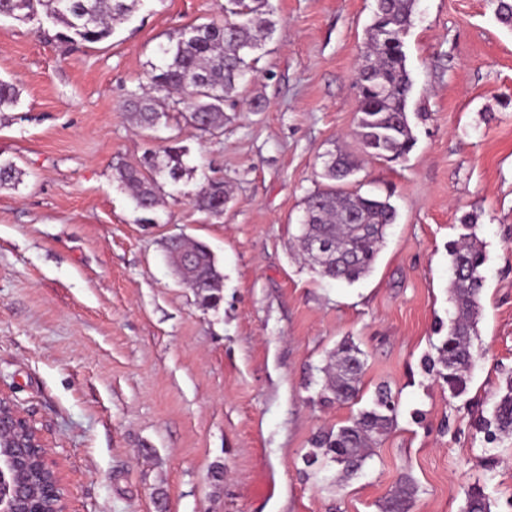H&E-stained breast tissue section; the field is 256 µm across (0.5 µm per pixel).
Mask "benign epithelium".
I'll return each instance as SVG.
<instances>
[{"instance_id":"benign-epithelium-1","label":"benign epithelium","mask_w":512,"mask_h":512,"mask_svg":"<svg viewBox=\"0 0 512 512\" xmlns=\"http://www.w3.org/2000/svg\"><path fill=\"white\" fill-rule=\"evenodd\" d=\"M51 476L60 494L49 512H69L67 485L60 463L49 452L41 430L0 389V506L23 495L41 474Z\"/></svg>"}]
</instances>
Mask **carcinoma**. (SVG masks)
<instances>
[{"label": "carcinoma", "mask_w": 512, "mask_h": 512, "mask_svg": "<svg viewBox=\"0 0 512 512\" xmlns=\"http://www.w3.org/2000/svg\"><path fill=\"white\" fill-rule=\"evenodd\" d=\"M144 0H0V17L26 18L45 7L47 16L62 30L55 38L66 43H96L112 34L115 24L127 20ZM417 0H376L374 22L366 31V52L355 86L359 97L358 135L365 149L390 160L407 155L414 146L408 120V100L413 82L407 69L404 37L412 25ZM224 20L194 26L176 41L159 47L161 62L147 75L148 92L130 93L126 111L144 130H153L162 118L176 111L186 125L203 135L217 136L224 130V101L245 81L248 56L274 31V9L270 0H227ZM18 89L0 80V110L17 102ZM164 159L144 158L136 166L117 167L119 178L137 208L151 212L160 205L159 179L179 181L185 172L186 150L176 144L163 147ZM357 167L348 155L332 154L325 162L323 177L329 183L305 200L304 218L297 248L319 273L338 282L353 283L370 272L384 239L395 222L396 211L389 199L365 197L336 187ZM224 182L205 179L195 204L199 210L220 214L228 202ZM331 247L329 256L310 253L315 239ZM181 249L194 256L195 273L184 282L195 288L203 303L220 300L221 274L210 248L197 241H184ZM453 278L450 284L454 317L435 346L437 355L424 367L435 379L458 396L467 388L475 362L471 349L477 335L480 295L484 287L481 268L485 261L482 243L467 234L450 247ZM365 361L363 351L343 340L321 368L324 374L319 399L328 403L358 400ZM398 403L390 387L379 386L369 406L359 410L345 425L315 433L302 460L307 468L326 463L342 466L351 476L362 469L372 448L396 422ZM479 425L512 436V378L506 380L493 411ZM418 488L404 476L384 501L382 512H410ZM464 512H491L484 487L473 486Z\"/></svg>", "instance_id": "cac0c4a2"}]
</instances>
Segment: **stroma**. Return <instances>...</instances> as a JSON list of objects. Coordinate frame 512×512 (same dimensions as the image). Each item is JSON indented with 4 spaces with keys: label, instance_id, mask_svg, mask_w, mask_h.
<instances>
[{
    "label": "stroma",
    "instance_id": "35a3bbf8",
    "mask_svg": "<svg viewBox=\"0 0 512 512\" xmlns=\"http://www.w3.org/2000/svg\"><path fill=\"white\" fill-rule=\"evenodd\" d=\"M223 2L145 0L78 46L44 11L0 18V80L19 90L0 111V162L22 172L0 188V388L43 424L71 512H381L404 475L412 512H462L476 483L493 512H512V438L491 449L478 427L512 374V27L491 0H419L404 38L415 145L398 161L357 135L375 0H272L276 30L225 103L223 134L176 112L139 131L124 105L159 44L221 18ZM171 136L188 170L162 181L148 218L116 168ZM330 151L360 162L347 190L390 188L397 212L352 284L293 246ZM208 177L231 189L218 216L195 205ZM470 231L484 288L476 361L454 397L423 361L453 316L448 246ZM177 236L214 252L216 305L176 278L165 247ZM346 339L365 354L363 401L388 384L397 419L357 476L330 464L307 477L313 433L359 410L318 398Z\"/></svg>",
    "mask_w": 512,
    "mask_h": 512
}]
</instances>
